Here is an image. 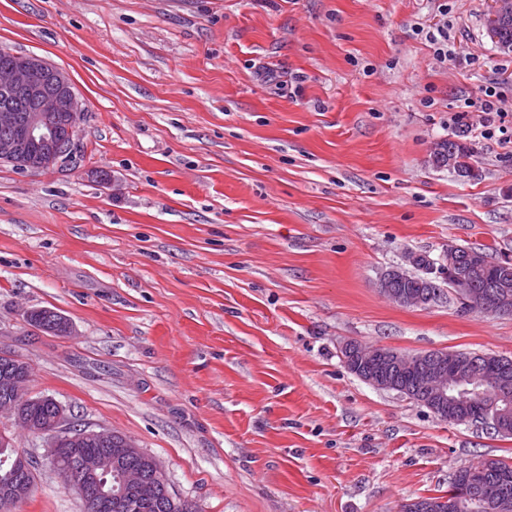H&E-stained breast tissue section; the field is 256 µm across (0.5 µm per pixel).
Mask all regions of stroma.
<instances>
[{
    "label": "stroma",
    "instance_id": "35a3bbf8",
    "mask_svg": "<svg viewBox=\"0 0 512 512\" xmlns=\"http://www.w3.org/2000/svg\"><path fill=\"white\" fill-rule=\"evenodd\" d=\"M0 0V49L66 71L71 162L0 163V351L29 396L132 439L197 512H402L505 439L437 419L345 366L349 340L512 357V314L380 292L409 254L512 257V153L430 152L496 89L490 0ZM452 20L451 59L418 27ZM65 316L53 335L31 311ZM15 512H84L46 437ZM442 143L446 148L448 147V150L453 152L459 170L464 172L465 176H468V171L471 168V160L474 156L473 148L470 147L466 142H461L458 140L445 139L442 141ZM455 158L437 146L433 148L432 161L440 169L452 170L456 165Z\"/></svg>",
    "mask_w": 512,
    "mask_h": 512
}]
</instances>
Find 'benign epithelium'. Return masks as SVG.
<instances>
[{"mask_svg":"<svg viewBox=\"0 0 512 512\" xmlns=\"http://www.w3.org/2000/svg\"><path fill=\"white\" fill-rule=\"evenodd\" d=\"M512 17V0H491L486 26L490 38L499 39L503 23ZM19 95L28 99L30 109L21 116L10 105L0 106V162H8L23 172H38L51 168L69 158L76 150L75 133L83 116L79 100L70 77L58 67L37 55H19L9 66L0 69V96L7 99ZM408 279V269L392 267L379 279L381 293L399 306L410 302L425 306L422 300L412 298L399 288ZM34 325L51 334L69 331L64 317L53 310L37 317ZM455 352L444 350L437 357L426 354L412 355L382 346L368 347L356 341L343 345L342 358L345 364L366 370L365 381L373 387L390 391L392 386L386 377L393 372H411L423 391L419 404L428 407L440 420L453 424L471 426L473 416L462 419L448 418L445 409L459 400L476 399L487 402L492 414L483 426L498 428L507 418V410L496 409L502 398L501 392L490 397L485 389H467L462 384L471 379L468 368L454 361ZM28 364L18 357L0 351V417L6 416L27 427L34 435L48 436V457L56 463L61 448H77L87 438L94 437L106 445H112L113 433L108 429L93 430L69 422L65 409L50 396L32 398L14 385V375ZM56 405L52 426L42 428L28 415V409L42 402ZM101 468L98 461L79 463L71 470L66 488L75 491L83 502L90 501L92 480ZM155 484L127 474L121 475L113 490L118 495L134 493L139 497L152 494Z\"/></svg>","mask_w":512,"mask_h":512,"instance_id":"1","label":"benign epithelium"}]
</instances>
